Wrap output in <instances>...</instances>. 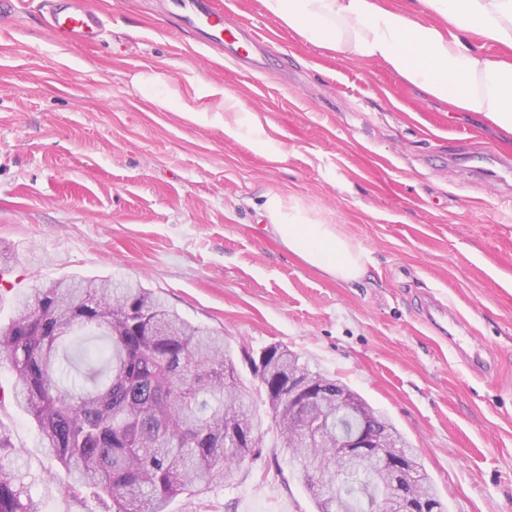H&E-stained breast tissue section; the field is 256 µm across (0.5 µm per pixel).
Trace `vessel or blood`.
<instances>
[{
	"instance_id": "1",
	"label": "vessel or blood",
	"mask_w": 512,
	"mask_h": 512,
	"mask_svg": "<svg viewBox=\"0 0 512 512\" xmlns=\"http://www.w3.org/2000/svg\"><path fill=\"white\" fill-rule=\"evenodd\" d=\"M48 6L51 29L65 39L90 45L104 32L103 15L88 0H49ZM169 13L178 25L191 29L204 46L220 49L233 63L252 70L264 66L268 48L258 32L226 24L223 8L214 6L211 0H171ZM491 174L501 187H512V158H498L492 169L478 172L482 178ZM454 318L451 305L435 299L427 302L424 321L428 327L441 335L474 372L484 373L486 363L479 350L465 349L450 330Z\"/></svg>"
}]
</instances>
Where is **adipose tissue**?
<instances>
[{"mask_svg": "<svg viewBox=\"0 0 512 512\" xmlns=\"http://www.w3.org/2000/svg\"><path fill=\"white\" fill-rule=\"evenodd\" d=\"M265 11L306 43L338 58L379 62L407 84L458 112H478L512 133V61L486 54L512 49V0H262ZM264 215L271 232L307 264L350 283L367 255L337 225L298 199L271 190Z\"/></svg>", "mask_w": 512, "mask_h": 512, "instance_id": "obj_1", "label": "adipose tissue"}]
</instances>
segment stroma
<instances>
[{
	"mask_svg": "<svg viewBox=\"0 0 512 512\" xmlns=\"http://www.w3.org/2000/svg\"><path fill=\"white\" fill-rule=\"evenodd\" d=\"M99 44L54 34L43 0L0 18V277L14 292L70 277L141 283L183 319L242 349L288 347L341 379L416 448L448 512H512V196L463 165L512 153V134L456 112L385 65L340 60L269 16L222 0L271 47L262 72L176 27L162 0H91ZM160 77L159 105L139 77ZM217 87L257 136L203 120ZM319 210L365 250L343 285L268 231V190ZM447 300L493 358L473 374L422 321ZM256 458L171 500L167 512H316L300 467L259 406ZM44 512H104L70 498L34 424L0 402Z\"/></svg>",
	"mask_w": 512,
	"mask_h": 512,
	"instance_id": "stroma-1",
	"label": "stroma"
}]
</instances>
